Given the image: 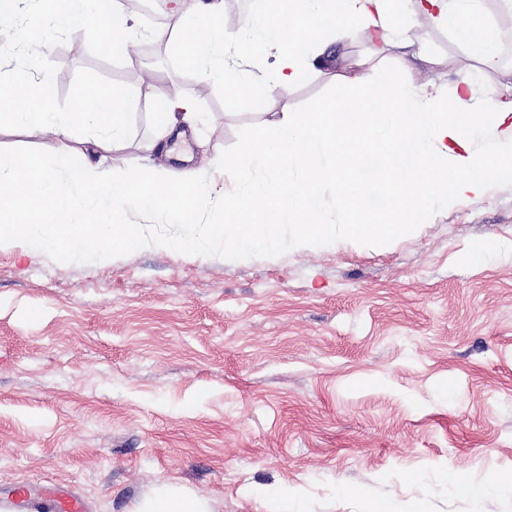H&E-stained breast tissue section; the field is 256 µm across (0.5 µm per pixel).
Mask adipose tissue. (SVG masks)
I'll return each instance as SVG.
<instances>
[{"mask_svg": "<svg viewBox=\"0 0 512 512\" xmlns=\"http://www.w3.org/2000/svg\"><path fill=\"white\" fill-rule=\"evenodd\" d=\"M487 14L486 0H288L283 17L267 0H254L245 25L233 33L223 22V0H198L191 20L173 8L175 31L158 30L155 39L173 45L203 80L222 83L256 104L295 85L327 38L361 33L381 54L414 45L411 24L420 17L448 31L457 49L478 64L477 71L460 74L446 103L397 78L387 92L324 101L276 122L266 138L246 139L238 155L224 158V166L267 168L272 176L235 199L233 219L219 224H198L203 195L195 187L170 182L154 170L105 172L89 154L68 146L80 128L98 145L124 142L130 101L123 90L87 85L68 111L59 112L49 83L17 70L0 89V129L49 126L60 143L49 163L0 150V248L47 249L62 256L128 246L184 253L217 244L240 251L273 246L288 225L298 240L330 239L336 227L324 214L327 184L349 212L352 234L408 233L430 207L450 205L479 193L490 179L512 176V100L479 95L478 73L501 65ZM19 18L28 47L58 27L81 31L119 55L130 34L122 0H0L1 22ZM270 48L277 51L272 70L242 76L238 59L263 58ZM485 115L506 135L478 156L473 133ZM194 118L192 102L166 101L155 115L153 144L183 138V124ZM76 184L88 191L82 208L74 200ZM376 185L389 196L388 208L378 215L366 205ZM134 208L173 215L198 230L182 238L147 235L144 225L126 219ZM143 512L209 510L193 494L163 485Z\"/></svg>", "mask_w": 512, "mask_h": 512, "instance_id": "ef3b65f1", "label": "adipose tissue"}]
</instances>
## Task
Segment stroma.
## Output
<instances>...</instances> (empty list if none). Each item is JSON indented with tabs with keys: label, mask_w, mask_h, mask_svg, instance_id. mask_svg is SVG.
<instances>
[{
	"label": "stroma",
	"mask_w": 512,
	"mask_h": 512,
	"mask_svg": "<svg viewBox=\"0 0 512 512\" xmlns=\"http://www.w3.org/2000/svg\"><path fill=\"white\" fill-rule=\"evenodd\" d=\"M0 23V85L35 60L65 111L90 82L132 98L104 166H164L205 193L203 221L265 178L222 168L249 137L319 101L379 86L364 36L329 40L263 107L204 85L171 47L102 54L73 31L29 56ZM428 57L386 64L442 97L472 62L421 21ZM190 99L191 147L146 150L155 101ZM54 130H0L49 159ZM334 241L232 253L0 249V498L62 486L87 512H139L176 485L209 512H512V178L434 208L403 236L355 238L333 186ZM495 251L473 257L475 247ZM462 473L484 491L465 495Z\"/></svg>",
	"instance_id": "35a3bbf8"
}]
</instances>
